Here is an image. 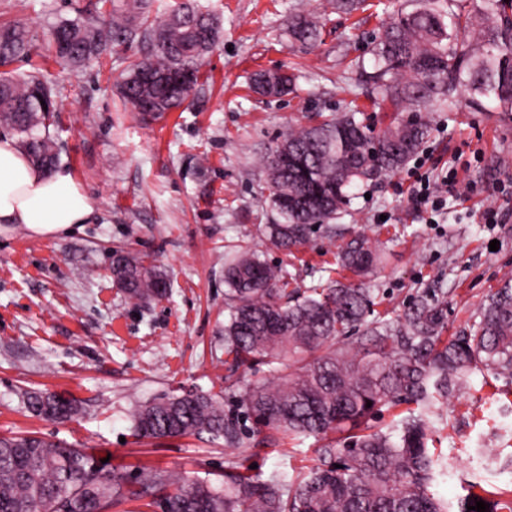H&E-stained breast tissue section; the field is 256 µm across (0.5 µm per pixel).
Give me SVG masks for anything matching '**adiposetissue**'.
I'll use <instances>...</instances> for the list:
<instances>
[{
	"mask_svg": "<svg viewBox=\"0 0 512 512\" xmlns=\"http://www.w3.org/2000/svg\"><path fill=\"white\" fill-rule=\"evenodd\" d=\"M94 213L90 197L68 171L44 173L12 137L0 136V236L19 228L54 239L91 223Z\"/></svg>",
	"mask_w": 512,
	"mask_h": 512,
	"instance_id": "1",
	"label": "adipose tissue"
}]
</instances>
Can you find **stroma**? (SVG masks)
Segmentation results:
<instances>
[{
  "mask_svg": "<svg viewBox=\"0 0 512 512\" xmlns=\"http://www.w3.org/2000/svg\"><path fill=\"white\" fill-rule=\"evenodd\" d=\"M347 15L334 0H198L221 38L204 58L209 81L197 86L186 109L145 123L120 100L128 61L142 47H118L72 71L49 58L45 46L60 19H86L102 0H0V22L25 27L33 48L19 70L41 69L66 105L53 130L59 167L91 197L94 223L52 240L16 230L0 237V436L38 432L107 459L133 476L142 469L224 482L230 457L223 443L204 438L136 441L129 412L165 395L224 391V266L236 245L260 246L256 229L278 222L261 159L288 127L344 111L378 133L407 118V108L381 102L359 77L372 68V41L396 10L415 0H368ZM310 14L321 23L315 47L288 35V21ZM284 70L291 93L263 97L251 76ZM431 133L416 158L360 183L338 216L350 233L378 240L384 263L365 280L375 312L401 310L416 293L448 291V330L470 324L481 301L512 276V223L488 224L487 207L512 210V111L475 107L467 93L422 114ZM441 183L456 174L475 187L471 199H448L435 213L409 201L414 171ZM498 241L490 250V241ZM342 238L316 234L294 253L267 249V260L297 283L336 265ZM126 248L148 256L171 282L168 298L149 304L129 298L109 271L111 253ZM49 390L81 402L74 420L59 424L30 413L27 390ZM512 387L474 374L448 402V426L431 443L448 460L447 475L431 487L458 502L468 482L503 486L508 470L487 471L479 448L512 455ZM314 437L283 438L257 448L252 461L263 477L295 474L313 465Z\"/></svg>",
  "mask_w": 512,
  "mask_h": 512,
  "instance_id": "35a3bbf8",
  "label": "stroma"
}]
</instances>
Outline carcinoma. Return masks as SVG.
<instances>
[{"mask_svg": "<svg viewBox=\"0 0 512 512\" xmlns=\"http://www.w3.org/2000/svg\"><path fill=\"white\" fill-rule=\"evenodd\" d=\"M112 11L92 23L62 19L47 50L56 63L79 69L116 46L136 40L148 50L130 61L120 93L144 120H157L189 101L204 56L220 39L213 17L196 0H181L159 23L148 22L150 0H108ZM454 0H423L383 25L372 49L369 78L394 105L419 112L465 89L478 106L488 100L512 108V0H483L479 9L452 10ZM205 27L211 39L200 42ZM292 40L314 46L319 21L297 15ZM24 27L0 23V127L21 135L33 164L49 172L60 156L50 131L61 111L60 92L39 71L9 69L28 58ZM190 69L193 86L175 75ZM151 75L148 84L142 77ZM253 87L277 96L292 76L259 70ZM357 110L318 124L288 129L265 157L270 201L282 218L260 235L290 252L315 230L336 234V215L350 203L358 182L404 166L429 137L422 119L403 121L379 134L356 120ZM380 244L364 234L344 243L338 268L366 278L382 263ZM112 277L132 299L159 301L169 294L164 272L132 252L112 250ZM291 285L287 270L268 263L250 246L239 248L224 269V394L233 409L206 392L144 402L130 416L136 439L208 436L236 451L224 486L144 471L129 478L80 448L35 434L0 437V512H109L122 501H144L160 512H448L431 492L448 462L428 448L430 436L448 426L441 406L470 384L476 372L512 384V278L481 304L473 322L452 336L448 290L417 294L400 312L371 316L370 291L330 277ZM267 367L269 377L242 383ZM27 409L55 422L79 414L77 401L57 393L27 391ZM412 403L385 430L370 425L383 407ZM323 441L318 464L294 477L267 479L250 468L247 440L276 444V434ZM339 437L331 438L329 434ZM487 512H512V488L478 482L458 501V512L478 501Z\"/></svg>", "mask_w": 512, "mask_h": 512, "instance_id": "carcinoma-1", "label": "carcinoma"}]
</instances>
